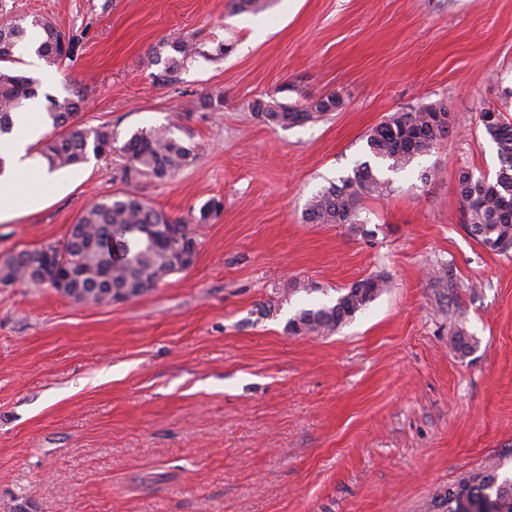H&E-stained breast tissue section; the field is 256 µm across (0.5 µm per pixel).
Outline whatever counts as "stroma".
<instances>
[{"instance_id": "stroma-1", "label": "stroma", "mask_w": 512, "mask_h": 512, "mask_svg": "<svg viewBox=\"0 0 512 512\" xmlns=\"http://www.w3.org/2000/svg\"><path fill=\"white\" fill-rule=\"evenodd\" d=\"M227 3L6 0L0 13L78 36L73 60L22 69L80 93L81 125L115 132L71 191L0 223V253L63 239L106 194L189 221L223 203L195 224L194 265L144 295L93 306L0 286V512H443L449 485L487 461L512 470V252L467 233L458 194L461 169L498 166L480 111L512 119V0ZM175 39L202 54L162 84L149 53ZM301 92L340 106L286 128L252 111ZM428 103L452 132L365 198L372 237L304 221L315 193L368 160L373 127ZM174 119L197 160L125 181L126 140ZM377 274L388 288L349 324L288 333L299 309ZM459 327L475 340L465 357Z\"/></svg>"}]
</instances>
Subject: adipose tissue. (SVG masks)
I'll return each mask as SVG.
<instances>
[{
	"label": "adipose tissue",
	"instance_id": "obj_1",
	"mask_svg": "<svg viewBox=\"0 0 512 512\" xmlns=\"http://www.w3.org/2000/svg\"><path fill=\"white\" fill-rule=\"evenodd\" d=\"M41 99L29 101L13 115L12 133L0 136V222L42 209L48 199L69 191L74 180L70 169H49L38 152L46 128Z\"/></svg>",
	"mask_w": 512,
	"mask_h": 512
}]
</instances>
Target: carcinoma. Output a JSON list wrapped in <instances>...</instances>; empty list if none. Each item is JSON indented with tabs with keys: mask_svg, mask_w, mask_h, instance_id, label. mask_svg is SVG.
Returning <instances> with one entry per match:
<instances>
[{
	"mask_svg": "<svg viewBox=\"0 0 512 512\" xmlns=\"http://www.w3.org/2000/svg\"><path fill=\"white\" fill-rule=\"evenodd\" d=\"M235 12L258 14L268 0H231ZM38 34L36 55L49 64L72 60L79 38L61 30L47 18L18 19L0 25V135L13 131L12 114L23 101L38 96L40 82L19 75L10 66L21 62L16 52ZM166 56L154 49L153 63L161 66L155 79L173 80L181 63L201 55L192 42H163ZM44 109L53 129H63L41 143L40 155L49 168H73L112 150V130L107 126L86 128L76 122L82 99L76 94L59 99L44 93ZM340 105L334 94L307 106L297 103L272 106L263 100L252 111L263 122L280 127L303 125ZM446 111L441 104H425L414 112H395L367 136L371 156L387 163V169L405 168L413 159L437 149L451 132V124L436 121V113ZM479 123L497 147L498 167L493 177L463 169L458 190L463 204L465 229L471 237L496 253L512 250V121L497 109L479 113ZM178 124L141 130L124 144L128 157L126 177L164 180L193 164L199 147L175 134ZM378 171L368 161L352 173L331 182L307 202L304 221L311 224H345L363 236L372 234L361 218L364 197L380 191ZM222 203L211 199L201 206L195 221L207 224L217 217ZM193 229L183 218L172 217L148 205L133 194L104 195L85 208L63 242H50L33 249L0 254V285L16 282L48 285L55 290L71 289L84 303L107 306L138 297L157 288L175 273L189 269L197 256ZM388 287L381 275L360 279L339 290L335 301L302 309L288 319L292 335L324 336L350 323ZM455 349L470 354L473 337L464 328L453 336ZM503 464L488 462L470 477L448 488L441 505L446 512H512V477L501 473Z\"/></svg>",
	"mask_w": 512,
	"mask_h": 512,
	"instance_id": "1",
	"label": "carcinoma"
}]
</instances>
